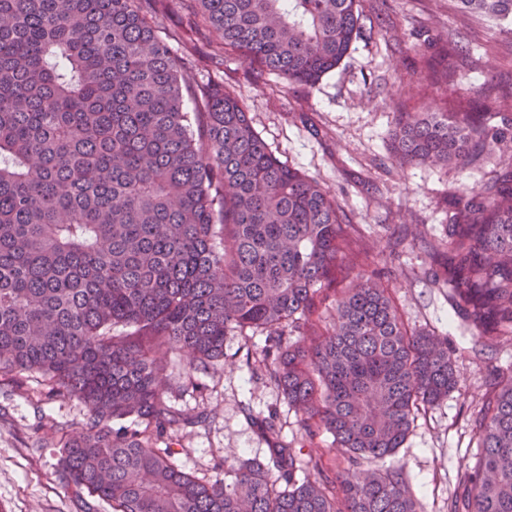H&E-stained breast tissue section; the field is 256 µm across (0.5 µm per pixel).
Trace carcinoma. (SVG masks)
I'll list each match as a JSON object with an SVG mask.
<instances>
[{
  "label": "carcinoma",
  "mask_w": 512,
  "mask_h": 512,
  "mask_svg": "<svg viewBox=\"0 0 512 512\" xmlns=\"http://www.w3.org/2000/svg\"><path fill=\"white\" fill-rule=\"evenodd\" d=\"M194 27L157 30L168 0H0V376L37 375L87 412L51 438L57 473L110 512H419L399 470L363 469L406 441L456 387L448 339L409 328L356 225L282 162L234 91L193 84L170 41L200 29L290 84L316 85L350 51L358 0H182ZM512 25V0H458ZM194 108L188 110L185 96ZM399 112L402 166L463 167L492 143L506 170L458 198L438 280L475 342L512 335V120ZM321 326L320 291L345 270ZM265 334L271 384L310 438L344 449L327 472L259 420L267 454L203 482L159 447L177 412L159 378L224 359L232 331ZM473 416L476 463L448 512H512V372L488 370ZM135 418L140 430H112Z\"/></svg>",
  "instance_id": "cac0c4a2"
}]
</instances>
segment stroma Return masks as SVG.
Listing matches in <instances>:
<instances>
[{
    "label": "stroma",
    "mask_w": 512,
    "mask_h": 512,
    "mask_svg": "<svg viewBox=\"0 0 512 512\" xmlns=\"http://www.w3.org/2000/svg\"><path fill=\"white\" fill-rule=\"evenodd\" d=\"M362 31L339 67L312 88L263 76L235 54L224 56L225 86L243 100L254 129L275 155L316 178L365 231L372 254L387 255L384 278L405 322L448 339L458 385L448 399L418 417L402 448L385 460L403 470L421 512H448L475 439L471 412L481 406L488 366L512 370V336L485 353L448 301L447 286L431 280L422 240L436 241L454 201L481 188L501 167L499 150L483 151L466 167L399 166L389 133L398 112H476L490 103L512 116V30L461 12L456 0H359ZM468 52L449 82L428 65L443 57L457 35ZM265 337L234 333L224 359L194 372L179 359L164 365L167 397L175 408L204 412L206 426L171 429L174 460L204 480L223 476L224 461L263 456L265 441L252 416L276 413L281 439L303 458L332 464L343 458L331 435L307 438L294 411L264 380L259 362ZM86 409L75 400L0 387V512H83L58 478L59 452L51 434L76 427Z\"/></svg>",
    "instance_id": "stroma-1"
}]
</instances>
